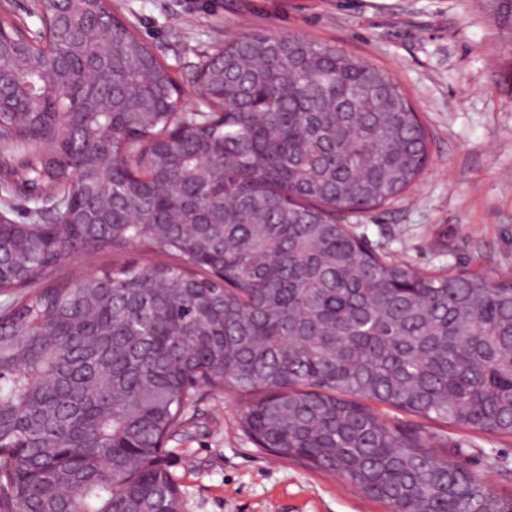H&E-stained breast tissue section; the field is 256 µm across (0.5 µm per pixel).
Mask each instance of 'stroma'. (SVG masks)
<instances>
[{
    "label": "stroma",
    "mask_w": 512,
    "mask_h": 512,
    "mask_svg": "<svg viewBox=\"0 0 512 512\" xmlns=\"http://www.w3.org/2000/svg\"><path fill=\"white\" fill-rule=\"evenodd\" d=\"M115 14L169 65L187 109L196 65L225 40L295 34L386 70L419 112L429 163L391 205L370 213L374 247L412 268L467 269L512 280V34L479 0H112ZM103 251L70 256L67 282L119 264ZM236 394L189 407L192 425L168 442L180 512H386L385 505L313 464L245 438ZM448 445L495 493L512 494V439L449 428Z\"/></svg>",
    "instance_id": "1"
}]
</instances>
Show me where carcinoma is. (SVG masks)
Here are the masks:
<instances>
[{
  "instance_id": "cac0c4a2",
  "label": "carcinoma",
  "mask_w": 512,
  "mask_h": 512,
  "mask_svg": "<svg viewBox=\"0 0 512 512\" xmlns=\"http://www.w3.org/2000/svg\"><path fill=\"white\" fill-rule=\"evenodd\" d=\"M481 2L512 28V0ZM103 24L112 112L84 121L90 136L112 129L111 157L81 155L80 140L59 150L54 124L0 119V188L34 203L24 263L0 274V512H179L162 450L205 390L245 400L256 447L388 512H512L444 430L364 404L512 438V282L418 272L347 223L428 163L427 130L389 74L293 34L244 35L204 56L199 107L175 116L170 67L122 19ZM0 32L43 38L9 0ZM18 63L44 84L39 58ZM72 84L56 73L57 107L80 112ZM88 183L120 220L54 223L93 198ZM219 201L224 223H197ZM139 246L178 262L46 282L69 255Z\"/></svg>"
}]
</instances>
